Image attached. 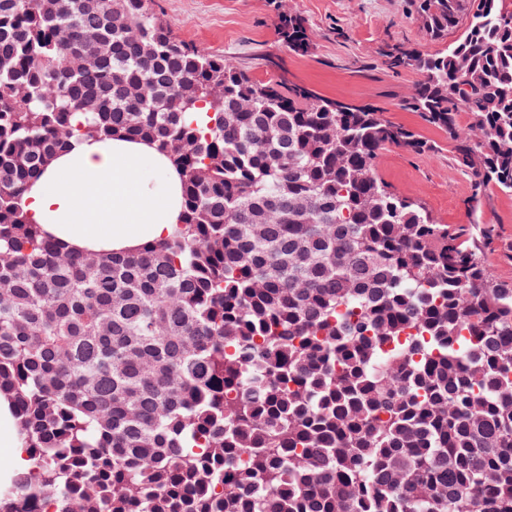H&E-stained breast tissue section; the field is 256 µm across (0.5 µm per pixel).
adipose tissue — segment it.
I'll list each match as a JSON object with an SVG mask.
<instances>
[{"label":"adipose tissue","instance_id":"ef3b65f1","mask_svg":"<svg viewBox=\"0 0 512 512\" xmlns=\"http://www.w3.org/2000/svg\"><path fill=\"white\" fill-rule=\"evenodd\" d=\"M181 196L179 172L165 154L127 140L78 136L24 192L22 207L67 246L137 251L174 232Z\"/></svg>","mask_w":512,"mask_h":512}]
</instances>
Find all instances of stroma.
Returning a JSON list of instances; mask_svg holds the SVG:
<instances>
[{
    "mask_svg": "<svg viewBox=\"0 0 512 512\" xmlns=\"http://www.w3.org/2000/svg\"><path fill=\"white\" fill-rule=\"evenodd\" d=\"M153 7L178 38L224 56L255 80L280 77L325 97L375 106L387 120L437 143L436 152L423 155L386 147L377 176L439 223L492 225L487 262L497 279L512 281V193L492 190L474 201L472 180L447 134L403 106L418 73L388 69L380 54L385 44L399 42L436 51L411 0H153ZM283 11L305 20L313 38L308 56L282 43L276 22Z\"/></svg>",
    "mask_w": 512,
    "mask_h": 512,
    "instance_id": "1",
    "label": "stroma"
}]
</instances>
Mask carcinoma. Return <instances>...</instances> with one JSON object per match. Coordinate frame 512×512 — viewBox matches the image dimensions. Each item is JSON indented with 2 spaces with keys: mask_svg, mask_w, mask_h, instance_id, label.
<instances>
[{
  "mask_svg": "<svg viewBox=\"0 0 512 512\" xmlns=\"http://www.w3.org/2000/svg\"><path fill=\"white\" fill-rule=\"evenodd\" d=\"M413 4L433 42L470 19L435 53L383 50L421 75L404 107L475 189L512 193V10ZM277 27L310 52L301 18ZM88 33L98 59L72 68ZM80 134L172 159L173 236L75 254L28 221L23 191ZM388 145L436 148L256 81L149 0H0V394L31 461L0 512H512V282L491 226L440 224L377 177Z\"/></svg>",
  "mask_w": 512,
  "mask_h": 512,
  "instance_id": "carcinoma-1",
  "label": "carcinoma"
}]
</instances>
